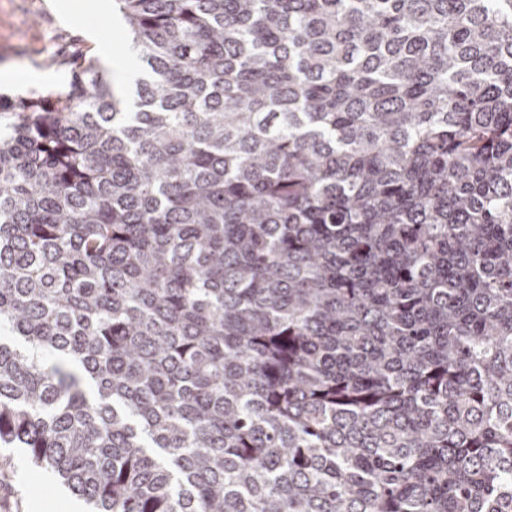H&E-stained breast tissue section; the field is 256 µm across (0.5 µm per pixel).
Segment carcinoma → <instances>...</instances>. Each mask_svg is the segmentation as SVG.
<instances>
[{
    "instance_id": "obj_1",
    "label": "carcinoma",
    "mask_w": 512,
    "mask_h": 512,
    "mask_svg": "<svg viewBox=\"0 0 512 512\" xmlns=\"http://www.w3.org/2000/svg\"><path fill=\"white\" fill-rule=\"evenodd\" d=\"M0 99V444L95 512H512V0H115Z\"/></svg>"
}]
</instances>
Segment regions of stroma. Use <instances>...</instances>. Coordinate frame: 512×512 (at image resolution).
Returning a JSON list of instances; mask_svg holds the SVG:
<instances>
[{
  "mask_svg": "<svg viewBox=\"0 0 512 512\" xmlns=\"http://www.w3.org/2000/svg\"><path fill=\"white\" fill-rule=\"evenodd\" d=\"M129 50L114 0L84 12L81 24L67 23L50 0H0V67L29 74L18 90L0 97L17 100L65 90L73 59L86 54L99 66L123 60ZM0 512H89L56 477L33 466L25 449L0 447Z\"/></svg>",
  "mask_w": 512,
  "mask_h": 512,
  "instance_id": "35a3bbf8",
  "label": "stroma"
}]
</instances>
